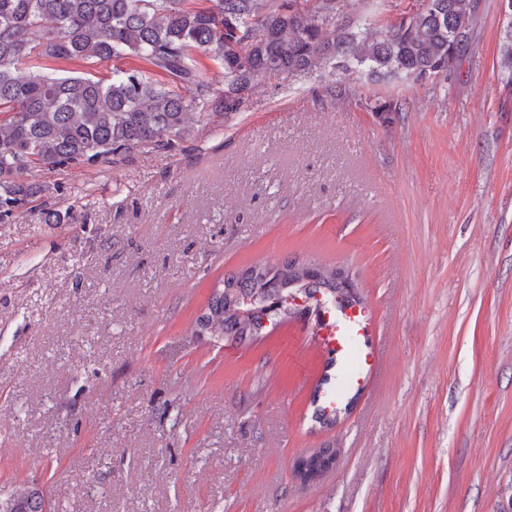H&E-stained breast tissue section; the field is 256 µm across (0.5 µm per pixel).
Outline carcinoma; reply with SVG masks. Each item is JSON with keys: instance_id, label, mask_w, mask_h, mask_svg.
<instances>
[{"instance_id": "obj_1", "label": "carcinoma", "mask_w": 512, "mask_h": 512, "mask_svg": "<svg viewBox=\"0 0 512 512\" xmlns=\"http://www.w3.org/2000/svg\"><path fill=\"white\" fill-rule=\"evenodd\" d=\"M345 0H0V220L51 191L29 180L36 167L98 165L155 143L172 147L188 134L193 110L238 112L270 77L332 58L366 64L374 74L433 75L471 45L475 0H421L417 11L379 31L336 28ZM224 69V92L201 75L192 52ZM136 57L168 77L91 67ZM75 62L81 71L50 73L40 61ZM190 84V99L177 85ZM288 274L255 264L224 275L195 320L199 335L258 336L274 317H290ZM246 296L260 301L244 322ZM358 301L335 282H315L303 297ZM14 512H44L37 488L8 492Z\"/></svg>"}]
</instances>
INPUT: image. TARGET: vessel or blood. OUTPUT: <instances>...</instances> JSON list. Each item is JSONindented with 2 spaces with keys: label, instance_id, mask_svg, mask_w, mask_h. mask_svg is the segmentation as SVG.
Wrapping results in <instances>:
<instances>
[{
  "label": "vessel or blood",
  "instance_id": "obj_1",
  "mask_svg": "<svg viewBox=\"0 0 512 512\" xmlns=\"http://www.w3.org/2000/svg\"><path fill=\"white\" fill-rule=\"evenodd\" d=\"M371 319L363 306L343 301L326 305L314 313L313 334L332 351L341 369L339 386L334 396L325 403L324 412H334L340 397L351 388L363 387L374 365L368 353L355 346L353 340L368 335Z\"/></svg>",
  "mask_w": 512,
  "mask_h": 512
}]
</instances>
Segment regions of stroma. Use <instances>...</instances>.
I'll list each match as a JSON object with an SVG mask.
<instances>
[{
    "label": "stroma",
    "instance_id": "35a3bbf8",
    "mask_svg": "<svg viewBox=\"0 0 512 512\" xmlns=\"http://www.w3.org/2000/svg\"><path fill=\"white\" fill-rule=\"evenodd\" d=\"M420 0H347L382 29ZM512 10L444 73L327 61L173 147L35 168L0 223V490L51 512H512ZM401 112L384 119L389 102ZM59 222L49 223V213ZM349 269L376 372L334 424L302 320L196 335L224 275ZM333 447L303 483L294 461ZM15 499V508L13 509L10 499H0V512H47L42 505L46 502L44 493L37 488H19L7 492Z\"/></svg>",
    "mask_w": 512,
    "mask_h": 512
}]
</instances>
